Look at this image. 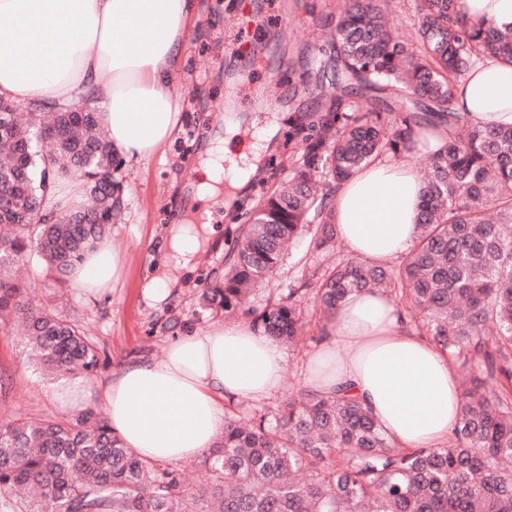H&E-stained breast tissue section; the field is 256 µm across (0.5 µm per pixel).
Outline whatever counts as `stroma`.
<instances>
[{"instance_id":"obj_1","label":"stroma","mask_w":512,"mask_h":512,"mask_svg":"<svg viewBox=\"0 0 512 512\" xmlns=\"http://www.w3.org/2000/svg\"><path fill=\"white\" fill-rule=\"evenodd\" d=\"M199 17L183 51V74L178 89L183 98V132L151 158L123 160L117 172L123 208L109 239L124 258V274L111 291L89 299L69 291L56 300V276L42 262L16 266V280L31 283L30 299L52 305L55 314L80 327L97 352L99 366L86 381L101 386L130 359H162L178 338L208 330L212 324L252 323L268 305L287 298L289 289L305 280L312 257L308 238L298 239L273 278L250 295L243 310H208L200 295L207 283L224 273V257L238 226L220 202L209 208L217 233L193 267L181 271L172 297L151 308L140 286L154 271L157 249L168 225L183 216L192 184L199 178L201 153L224 134V117L241 122V132L227 145L226 158L239 160L253 133L273 126L270 140L258 142L262 161L241 194L256 195L261 181L284 180L293 146L286 133L297 112L305 110L302 88L288 84L285 75L317 82L332 94L335 84L326 50L329 33L345 0H314L307 12L304 0H196ZM302 307L307 335L299 347H284L286 370L278 391L268 398L228 399L226 415L244 421L273 420L289 396L308 388L307 361L323 340V320L311 300ZM59 381L43 375L29 356L25 336L17 325H0V421L14 418L64 419L54 400Z\"/></svg>"}]
</instances>
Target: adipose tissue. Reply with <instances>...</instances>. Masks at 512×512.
Instances as JSON below:
<instances>
[{"label": "adipose tissue", "mask_w": 512, "mask_h": 512, "mask_svg": "<svg viewBox=\"0 0 512 512\" xmlns=\"http://www.w3.org/2000/svg\"><path fill=\"white\" fill-rule=\"evenodd\" d=\"M194 15L192 0H0V16L16 22L0 29V98L35 112L90 100L115 154L149 158L181 129L176 82ZM454 105L472 123L512 126V63H478ZM224 152L218 145L201 157L198 200L219 194L224 180L239 185L249 178V171L225 167ZM422 190L412 169L387 158L373 162L336 189L339 238L370 263L398 259L413 242ZM215 232L207 222L171 225L166 262L141 285L146 305L167 300L175 269L188 268ZM121 272L119 254L104 240L68 279L90 295L113 288ZM285 368L282 348L259 329L217 324L175 342L164 359L127 363L106 385L68 381L54 400L79 411L103 399L113 431L133 453L182 461L212 447L224 426V399L275 393ZM307 380L322 392L346 390L406 448L447 444L461 417L448 357L376 292L342 304L307 361Z\"/></svg>", "instance_id": "adipose-tissue-1"}]
</instances>
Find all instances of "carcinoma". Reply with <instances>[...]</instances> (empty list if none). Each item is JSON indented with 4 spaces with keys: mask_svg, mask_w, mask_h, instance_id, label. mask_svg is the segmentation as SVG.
<instances>
[{
    "mask_svg": "<svg viewBox=\"0 0 512 512\" xmlns=\"http://www.w3.org/2000/svg\"><path fill=\"white\" fill-rule=\"evenodd\" d=\"M386 0H350L336 17L329 55L341 86L312 91L288 141L298 157L289 180L260 186L240 218L224 279L203 293L209 308L235 311L278 270L284 246L310 237L333 251L331 198L362 166L416 150L434 121L448 140L429 143L420 221L405 261L316 265L311 280L325 321L363 291L393 293L406 317L460 364L462 414L439 448H398L354 398L309 389L269 425L224 417L202 454L207 483L194 489L125 448L108 420L89 411L68 421L0 422V500L21 493L27 512H512V126L480 127L452 108L458 83L484 57L512 63V27L475 26L462 0H414L417 45L382 23ZM393 93L400 111L380 97ZM0 314L23 319L41 368L89 372L98 356L83 332L29 302L9 269L38 260L64 276L112 226L120 158L97 113L80 107L18 112L0 99ZM85 180L90 222L68 211L49 223L41 202L59 172ZM298 290L253 326L291 342L301 335Z\"/></svg>",
    "mask_w": 512,
    "mask_h": 512,
    "instance_id": "obj_1",
    "label": "carcinoma"
}]
</instances>
